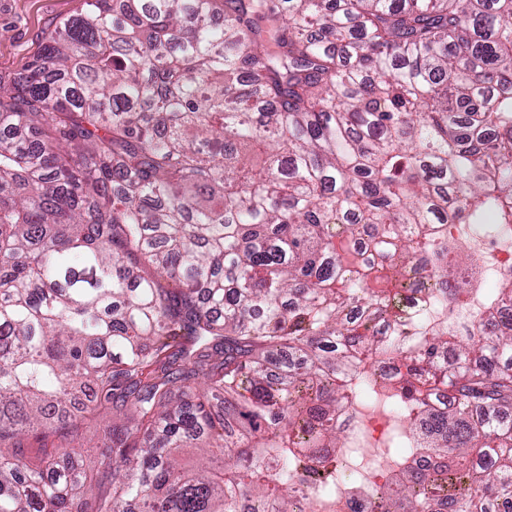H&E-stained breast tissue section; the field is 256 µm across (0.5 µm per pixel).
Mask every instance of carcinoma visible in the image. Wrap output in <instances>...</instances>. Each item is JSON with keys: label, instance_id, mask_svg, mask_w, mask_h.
Instances as JSON below:
<instances>
[{"label": "carcinoma", "instance_id": "obj_1", "mask_svg": "<svg viewBox=\"0 0 512 512\" xmlns=\"http://www.w3.org/2000/svg\"><path fill=\"white\" fill-rule=\"evenodd\" d=\"M512 225V0H90L0 92V512H320L373 392L425 468L375 512L512 500V278L404 348L382 283ZM60 434L31 466L24 441ZM306 487L299 496L296 486ZM112 425V418L107 420L87 421L80 429V451L89 455H100L105 448L104 442L108 437V426Z\"/></svg>", "mask_w": 512, "mask_h": 512}]
</instances>
